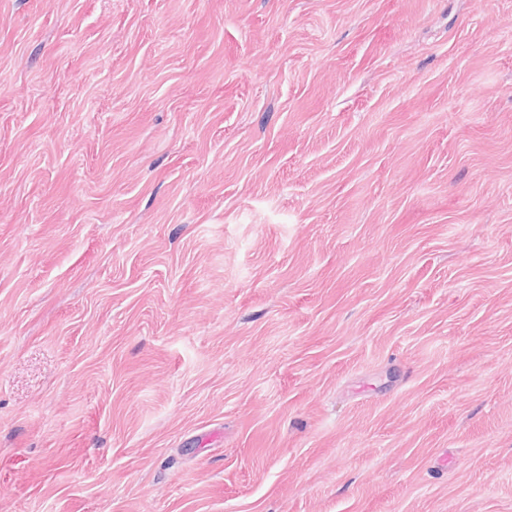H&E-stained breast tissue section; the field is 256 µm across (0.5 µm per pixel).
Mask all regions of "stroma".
Here are the masks:
<instances>
[{
  "label": "stroma",
  "instance_id": "1",
  "mask_svg": "<svg viewBox=\"0 0 512 512\" xmlns=\"http://www.w3.org/2000/svg\"><path fill=\"white\" fill-rule=\"evenodd\" d=\"M0 512H512V0H0Z\"/></svg>",
  "mask_w": 512,
  "mask_h": 512
}]
</instances>
